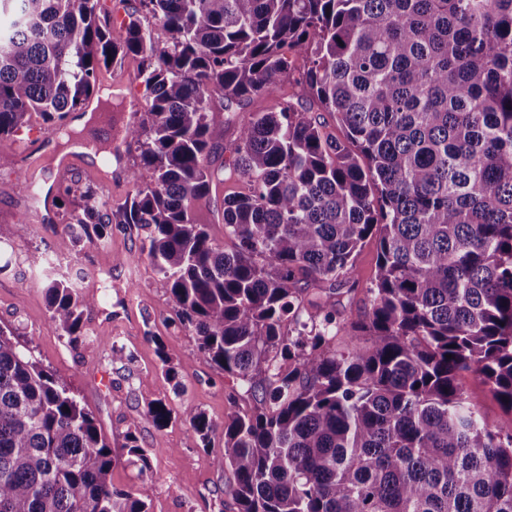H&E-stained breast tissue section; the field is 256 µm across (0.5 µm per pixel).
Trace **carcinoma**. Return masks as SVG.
I'll use <instances>...</instances> for the list:
<instances>
[{
    "instance_id": "carcinoma-1",
    "label": "carcinoma",
    "mask_w": 512,
    "mask_h": 512,
    "mask_svg": "<svg viewBox=\"0 0 512 512\" xmlns=\"http://www.w3.org/2000/svg\"><path fill=\"white\" fill-rule=\"evenodd\" d=\"M0 138L32 114L47 129L94 91L96 71L142 58L149 111L126 127L140 164L129 204L71 184L75 223L56 250L146 230L140 255L169 286L201 355L253 401L222 426L193 408L238 512H512V432L465 396L471 372L512 412V0H136L119 28L99 0H0ZM149 13L167 36L142 24ZM336 114L282 101L241 125L228 163L248 192L224 198V237L193 203L224 184L209 168L228 101L272 93L291 58ZM376 238L369 308L339 316L336 289ZM67 344L94 342L97 304L70 276L45 282ZM0 327V512H149L147 451L126 435L134 490L112 484V446L68 383ZM162 379L181 367L159 353ZM145 418L166 426L163 400Z\"/></svg>"
}]
</instances>
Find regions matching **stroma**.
I'll use <instances>...</instances> for the list:
<instances>
[{
  "instance_id": "1",
  "label": "stroma",
  "mask_w": 512,
  "mask_h": 512,
  "mask_svg": "<svg viewBox=\"0 0 512 512\" xmlns=\"http://www.w3.org/2000/svg\"><path fill=\"white\" fill-rule=\"evenodd\" d=\"M305 65L304 59H296L290 79L272 95L230 102L220 90H213L212 105L224 122V139L209 157L212 169L228 163L238 130L253 113L273 111L286 98L312 105L301 84ZM140 70V57L130 54L96 73L97 87L111 89L115 105L111 179L101 176L100 163L89 155L66 172L50 164L55 136L39 115L31 116L19 136L0 140V152L13 159L0 168V324L28 342L45 367L66 378L76 398L93 414L111 441L114 485L131 490L139 483L138 470L128 464L124 448L125 436L132 430L150 457V512H237L230 492L231 472L216 464L224 452L223 435L213 436L210 447H203L182 410L192 407L220 424L233 413L248 411L252 401L235 379L204 358L191 356L189 332L174 321L165 279L140 255L144 231L133 224H116L106 246L84 244L65 257L52 253L58 231L71 222L76 210L73 198L61 192V184L73 182L106 194L116 208L131 196L128 172L139 159L123 141L124 128L131 114H142L150 106ZM245 188V183L231 177L225 179L223 191L195 202L197 220L209 225L216 240L224 238L225 195ZM37 249L47 254L45 268L27 262ZM116 255L127 257V264L113 266ZM376 262V243L367 241L354 259L356 290L340 296L343 315L365 311ZM75 272L81 275L79 292L99 299L87 316L89 332L98 341L79 351L50 324L43 291L48 274ZM164 355L180 365L183 393L164 384L160 361ZM461 381L491 427L512 428V414L501 407L488 385L471 373L463 374ZM159 399L166 400L173 412L161 429L144 417L148 404Z\"/></svg>"
}]
</instances>
